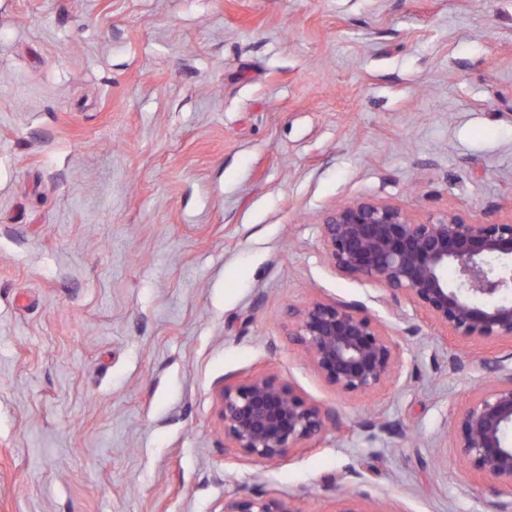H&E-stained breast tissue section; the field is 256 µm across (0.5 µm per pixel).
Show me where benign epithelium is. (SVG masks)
I'll use <instances>...</instances> for the list:
<instances>
[{
    "instance_id": "7a95c632",
    "label": "benign epithelium",
    "mask_w": 512,
    "mask_h": 512,
    "mask_svg": "<svg viewBox=\"0 0 512 512\" xmlns=\"http://www.w3.org/2000/svg\"><path fill=\"white\" fill-rule=\"evenodd\" d=\"M324 253L337 274L378 286L422 312L439 336L512 342V221L480 224L456 214L414 222L400 207L359 200L321 224ZM456 279L448 280V267ZM289 339L327 385L348 395L379 389L400 351L363 306L312 301L288 310ZM224 448L254 463L282 460L321 437L337 418L273 374L226 383L217 394ZM512 372L454 413L460 456L484 475L512 512ZM369 497L344 493L334 512H370ZM220 512H303L285 496L256 492L224 499Z\"/></svg>"
}]
</instances>
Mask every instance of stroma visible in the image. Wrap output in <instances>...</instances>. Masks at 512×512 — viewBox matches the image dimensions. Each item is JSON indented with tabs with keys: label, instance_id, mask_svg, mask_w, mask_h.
I'll list each match as a JSON object with an SVG mask.
<instances>
[{
	"label": "stroma",
	"instance_id": "stroma-1",
	"mask_svg": "<svg viewBox=\"0 0 512 512\" xmlns=\"http://www.w3.org/2000/svg\"><path fill=\"white\" fill-rule=\"evenodd\" d=\"M365 199L512 220V0H0V512H497L453 412L512 345L336 274L320 224ZM315 299L401 377L328 386L287 331ZM262 372L339 420L272 465L217 421ZM220 512H304L290 497L275 493L256 492L224 498Z\"/></svg>",
	"mask_w": 512,
	"mask_h": 512
}]
</instances>
